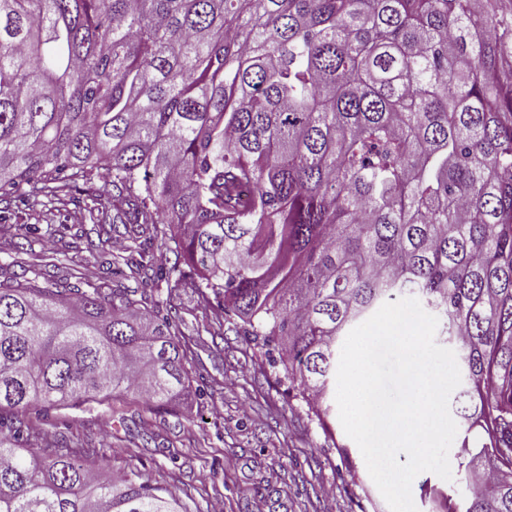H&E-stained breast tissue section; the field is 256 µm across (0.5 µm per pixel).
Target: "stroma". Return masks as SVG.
<instances>
[{"mask_svg": "<svg viewBox=\"0 0 512 512\" xmlns=\"http://www.w3.org/2000/svg\"><path fill=\"white\" fill-rule=\"evenodd\" d=\"M0 222L36 227L27 253L20 249L23 236L0 234V274L33 277L37 254L51 248L60 259L54 279L78 271L149 302L171 300L190 377L188 397L172 405L129 394L50 410L35 419L32 445L61 435L88 445L107 439L109 470L137 469L176 491L188 512H211L216 502L224 512H389L358 446L344 429L324 434L306 403L289 397L282 369L242 336L238 320L206 309L197 295L169 291L150 271L113 274L111 262L126 255L127 240L116 235L105 250L92 248L98 226L75 223L59 204L4 209ZM428 485L456 504L468 494L461 472L449 481L421 473L412 484L418 512H436Z\"/></svg>", "mask_w": 512, "mask_h": 512, "instance_id": "obj_1", "label": "stroma"}]
</instances>
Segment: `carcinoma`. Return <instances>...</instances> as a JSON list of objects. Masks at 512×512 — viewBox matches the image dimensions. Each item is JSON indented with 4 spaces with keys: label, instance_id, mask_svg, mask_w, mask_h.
I'll return each mask as SVG.
<instances>
[{
    "label": "carcinoma",
    "instance_id": "carcinoma-1",
    "mask_svg": "<svg viewBox=\"0 0 512 512\" xmlns=\"http://www.w3.org/2000/svg\"><path fill=\"white\" fill-rule=\"evenodd\" d=\"M41 197L157 280L169 237L174 287L330 436L337 345L418 298L460 352L458 468L483 479L448 512H512V0H0V201ZM184 360L124 289L0 281V512H187L95 446L24 447L40 407L180 400Z\"/></svg>",
    "mask_w": 512,
    "mask_h": 512
}]
</instances>
